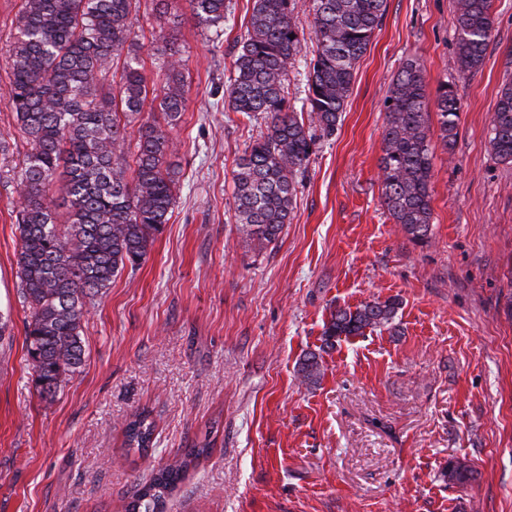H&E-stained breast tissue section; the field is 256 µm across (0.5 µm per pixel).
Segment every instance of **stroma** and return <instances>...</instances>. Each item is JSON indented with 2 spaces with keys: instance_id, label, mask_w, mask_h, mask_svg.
<instances>
[{
  "instance_id": "1",
  "label": "stroma",
  "mask_w": 512,
  "mask_h": 512,
  "mask_svg": "<svg viewBox=\"0 0 512 512\" xmlns=\"http://www.w3.org/2000/svg\"><path fill=\"white\" fill-rule=\"evenodd\" d=\"M233 25L198 28L187 0L132 14L149 82L176 45L190 84L167 133L177 170L171 217L146 260L87 300L84 361L42 399L29 365L13 179L6 46L21 0H0V512H123L136 486L191 443L208 456L166 498V512H512V167L490 147L512 78V0H492L482 67L458 71L455 0H387L356 65L345 110L318 137L280 239L256 250L237 231L232 173L264 131L229 109L224 88L251 0H228ZM310 0H297L306 43L288 73L301 106L313 55ZM428 96L460 102L452 153L435 150L432 231L411 242L380 201L383 102L407 60ZM398 298L391 324L324 346L336 308ZM322 377L300 380L306 353ZM147 410L153 445H124ZM462 459L473 477L448 479Z\"/></svg>"
}]
</instances>
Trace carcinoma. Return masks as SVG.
I'll return each mask as SVG.
<instances>
[{"label":"carcinoma","instance_id":"1","mask_svg":"<svg viewBox=\"0 0 512 512\" xmlns=\"http://www.w3.org/2000/svg\"><path fill=\"white\" fill-rule=\"evenodd\" d=\"M203 30L224 31L225 0H188ZM387 0H312L316 50L307 75L305 105L322 135H331L350 96L357 63L382 24ZM140 0H21L7 48L9 100L26 146L17 174L20 206L17 277L24 303L27 355L39 395L51 398L81 367L86 300L110 287L125 268L137 269L168 223L176 194L173 151L163 124L184 111L189 86L182 61L168 60L160 89H148L130 24ZM296 0H252L241 46L232 61L224 98L234 112L267 120L233 170L237 230L260 249L275 243L290 222L295 185L307 168L315 134L285 97L288 68L303 50ZM457 62L463 75L484 61L492 36L491 0H457ZM163 121H140L145 108ZM438 140L452 151L460 104L453 87L438 91ZM381 205L410 241L430 239L429 185L435 145L430 137L422 65L408 60L384 101ZM139 123L134 167L123 149ZM490 146L512 164V80L501 90ZM396 299L354 310L339 308L324 325L328 347L342 336L386 326ZM306 385L321 376L318 356L301 363ZM153 422L137 413L126 423L124 445L143 453L152 446ZM204 440L159 469L136 489L125 512H164L169 491L190 465L209 453ZM470 469L448 462V478L463 482Z\"/></svg>","mask_w":512,"mask_h":512}]
</instances>
